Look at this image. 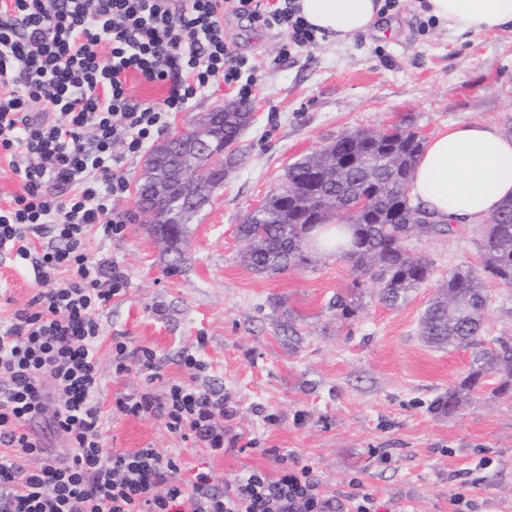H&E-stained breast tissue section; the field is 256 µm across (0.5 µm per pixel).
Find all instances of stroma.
Masks as SVG:
<instances>
[{
	"instance_id": "obj_1",
	"label": "stroma",
	"mask_w": 512,
	"mask_h": 512,
	"mask_svg": "<svg viewBox=\"0 0 512 512\" xmlns=\"http://www.w3.org/2000/svg\"><path fill=\"white\" fill-rule=\"evenodd\" d=\"M224 36L260 66L249 96L254 119L239 164L191 218L180 258L138 220L146 156L120 146L114 153L130 188L114 206L128 217L125 230L87 242L92 257L129 278L126 295L100 314L106 451L151 446L179 456L187 486L200 473L221 488L254 469L273 476L297 464L313 468L324 494L340 498L357 486L380 512H451L461 486L470 512H512V396L498 395L490 376L458 414L437 413L434 400L467 375L472 354L420 336L421 315L449 270L481 264L482 225L412 237L410 253L429 261L433 276L396 307L363 289L348 321L331 306L355 279L345 257L312 249L307 264L259 275L237 234L290 163L347 132L400 125L427 140L454 123H483L512 135V29L456 36L427 15L424 0H399L375 31L342 45L327 38L290 48L277 30L232 16ZM237 99L213 87L172 113L169 129L190 128ZM37 292L31 263L0 256V318ZM486 292V341L512 337V288L490 281ZM116 336L157 353V392L190 378L179 361L183 349L197 350L204 367L192 378L223 394L234 448L216 454L171 435L163 418L113 411L118 395L143 385L137 374H113Z\"/></svg>"
}]
</instances>
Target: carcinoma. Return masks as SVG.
<instances>
[{
    "instance_id": "carcinoma-1",
    "label": "carcinoma",
    "mask_w": 512,
    "mask_h": 512,
    "mask_svg": "<svg viewBox=\"0 0 512 512\" xmlns=\"http://www.w3.org/2000/svg\"><path fill=\"white\" fill-rule=\"evenodd\" d=\"M251 112L240 104L207 128L219 146L236 145L249 124ZM424 150L421 136L398 127L384 131L359 129L289 164L284 182L267 195L263 205L238 226L247 243L248 265L257 274H277L308 261L307 236L329 219L345 216L352 229L347 259L357 274L352 291L372 285L378 300L395 307L432 275L430 263L412 257L407 241L415 234L449 235L453 225L435 219L421 205L411 204L409 185L418 157ZM360 198L368 206L355 209ZM153 233L166 244L175 260L187 224H154ZM490 278L512 288V199L491 216L483 239L479 267L458 266L448 272L441 292L425 308L420 319L423 339L436 348H477L470 371L459 385L435 401V409L456 414L471 394L491 374L500 377L496 392L512 393V337L496 339L495 347H483V313L488 295L482 288ZM332 307L343 320L355 317L357 307L347 294L336 295Z\"/></svg>"
}]
</instances>
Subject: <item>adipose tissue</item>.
<instances>
[{"label":"adipose tissue","mask_w":512,"mask_h":512,"mask_svg":"<svg viewBox=\"0 0 512 512\" xmlns=\"http://www.w3.org/2000/svg\"><path fill=\"white\" fill-rule=\"evenodd\" d=\"M301 14L336 42L368 32L379 0H297ZM428 12L457 36L512 27V0H428ZM411 194L436 217L477 224L512 198V135L467 123L434 135L420 156Z\"/></svg>","instance_id":"obj_1"}]
</instances>
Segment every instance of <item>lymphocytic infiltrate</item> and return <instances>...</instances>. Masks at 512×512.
Masks as SVG:
<instances>
[{
	"mask_svg": "<svg viewBox=\"0 0 512 512\" xmlns=\"http://www.w3.org/2000/svg\"><path fill=\"white\" fill-rule=\"evenodd\" d=\"M317 44L296 0H0V154L23 191L0 206V252L31 260L41 289L0 321V512H377L371 495L326 496L309 467L253 470L217 491L208 475L176 480V456L157 448L105 451L98 313L128 287L117 265L91 258L89 231L116 237L128 190L114 146L136 154L197 91L222 83L248 96L257 66L224 37L225 15ZM170 81L163 105L130 95L127 78ZM115 374L145 388L116 397L118 412L163 417L167 430L224 448V400L186 383L157 394L155 352L112 340ZM47 420L73 448L61 458L26 424Z\"/></svg>",
	"mask_w": 512,
	"mask_h": 512,
	"instance_id": "obj_1",
	"label": "lymphocytic infiltrate"
}]
</instances>
